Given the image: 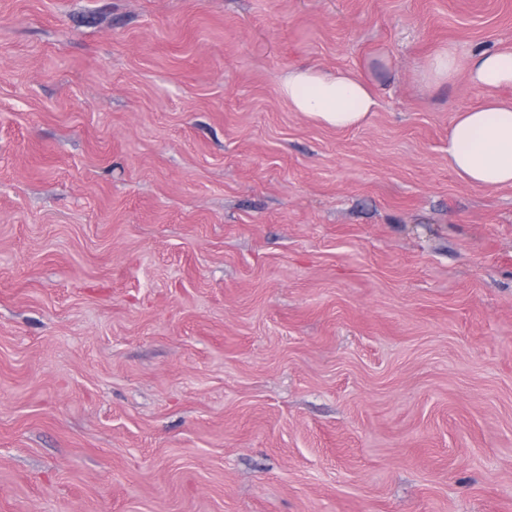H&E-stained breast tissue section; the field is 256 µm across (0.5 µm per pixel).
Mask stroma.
<instances>
[{
	"mask_svg": "<svg viewBox=\"0 0 512 512\" xmlns=\"http://www.w3.org/2000/svg\"><path fill=\"white\" fill-rule=\"evenodd\" d=\"M448 45L512 0H0V512H512V186L448 162L512 88ZM461 70L470 82L484 88L512 86V49L482 51L463 61L452 47H444L428 58L420 75L427 84H441ZM280 93L293 111L340 130L362 126L377 107L370 84L349 71L289 69L281 80Z\"/></svg>",
	"mask_w": 512,
	"mask_h": 512,
	"instance_id": "35a3bbf8",
	"label": "stroma"
}]
</instances>
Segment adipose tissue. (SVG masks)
I'll return each mask as SVG.
<instances>
[{
	"instance_id": "obj_1",
	"label": "adipose tissue",
	"mask_w": 512,
	"mask_h": 512,
	"mask_svg": "<svg viewBox=\"0 0 512 512\" xmlns=\"http://www.w3.org/2000/svg\"><path fill=\"white\" fill-rule=\"evenodd\" d=\"M462 71L484 88L512 86V49L483 51L464 61L445 47L428 58L421 78L441 84ZM280 93L293 111L340 130L362 126L377 107L370 84L349 71L293 68L282 78ZM448 160L472 186H512V104L490 100L459 111L448 134Z\"/></svg>"
}]
</instances>
